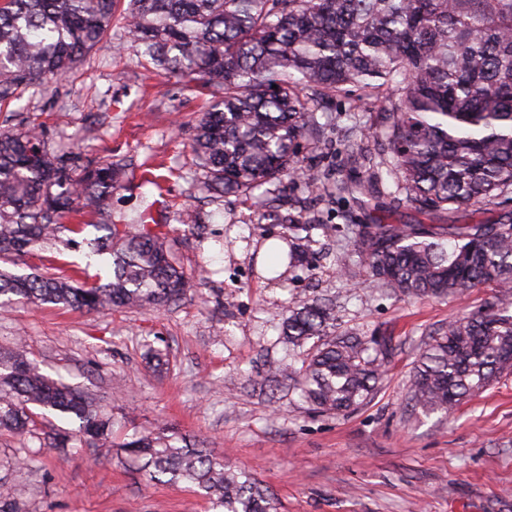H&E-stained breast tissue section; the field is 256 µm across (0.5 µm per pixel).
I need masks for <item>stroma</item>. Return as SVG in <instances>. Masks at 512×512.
<instances>
[{"label":"stroma","instance_id":"1","mask_svg":"<svg viewBox=\"0 0 512 512\" xmlns=\"http://www.w3.org/2000/svg\"><path fill=\"white\" fill-rule=\"evenodd\" d=\"M209 101L192 78L142 67L117 20L108 43L73 73L0 111V128L40 124L49 150L118 164L113 223L152 214L175 261L199 279L193 295L158 310L12 304L0 309V351L23 344L42 373L91 393L111 415L116 439L166 427L222 455L268 487L276 512H512V374L445 415L409 404L430 335L493 299L494 286L462 297L396 296L355 260L345 231L433 224L404 202L361 207L335 193L349 173L350 146L372 143L353 110H377L378 101L354 89L329 102L318 115L323 142L303 143L299 154L317 183L279 189L317 223L313 267L276 264L265 246L287 249L285 225L245 197L204 189L190 144ZM35 263L84 273L91 283L112 276L108 256L62 244L0 266L24 274ZM296 296L335 302L349 332L392 337L394 353L369 403L323 412L300 400L290 381L260 388L268 365L288 357L281 329ZM153 350L168 362L163 372L149 366ZM18 488L20 512H214L197 488L150 479L120 448L43 451L40 462L0 472V499Z\"/></svg>","mask_w":512,"mask_h":512}]
</instances>
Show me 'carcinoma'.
I'll use <instances>...</instances> for the list:
<instances>
[{
	"instance_id": "1",
	"label": "carcinoma",
	"mask_w": 512,
	"mask_h": 512,
	"mask_svg": "<svg viewBox=\"0 0 512 512\" xmlns=\"http://www.w3.org/2000/svg\"><path fill=\"white\" fill-rule=\"evenodd\" d=\"M118 0H0V107L62 76L102 47ZM128 40L147 64L191 75L212 97L192 150L210 190L251 197L302 170L298 148L318 140L323 104L358 86L383 100L370 118L377 157L347 153L356 179L336 192L379 198L387 165L395 193L424 214L501 208L491 222L450 224L448 245L420 224H361L358 257L384 288L407 297L462 296L493 281L499 295L448 322L413 371L412 406L448 413L512 372V0H129ZM120 168L49 152L34 128L0 130V259L34 255L99 216L92 254L112 256L104 284L32 269L0 271V307L19 297L78 310L162 307L197 288L173 260L160 224L112 223ZM301 367L269 378L295 383L309 405L368 403L393 347L337 331L335 305L292 303L282 327ZM78 421L42 441L38 415ZM0 431L62 451L75 441L124 448L154 480L196 486L222 512H273L269 490L204 447L164 432L112 439V419L80 388L54 381L21 352L0 354Z\"/></svg>"
}]
</instances>
